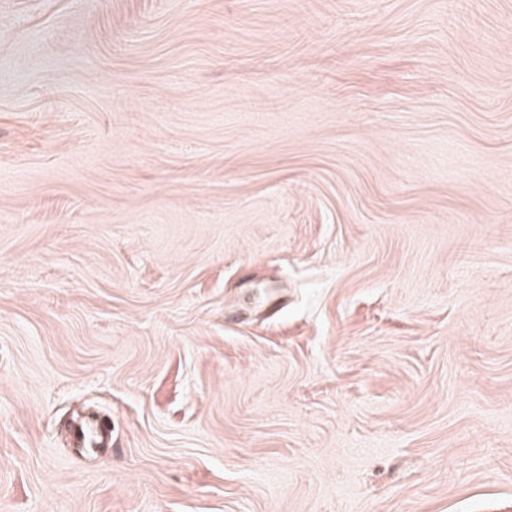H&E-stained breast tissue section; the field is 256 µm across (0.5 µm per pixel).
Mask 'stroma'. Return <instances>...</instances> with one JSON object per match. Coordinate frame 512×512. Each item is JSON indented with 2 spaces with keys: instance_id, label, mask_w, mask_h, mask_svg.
<instances>
[{
  "instance_id": "1",
  "label": "stroma",
  "mask_w": 512,
  "mask_h": 512,
  "mask_svg": "<svg viewBox=\"0 0 512 512\" xmlns=\"http://www.w3.org/2000/svg\"><path fill=\"white\" fill-rule=\"evenodd\" d=\"M0 512H512V0H0Z\"/></svg>"
}]
</instances>
